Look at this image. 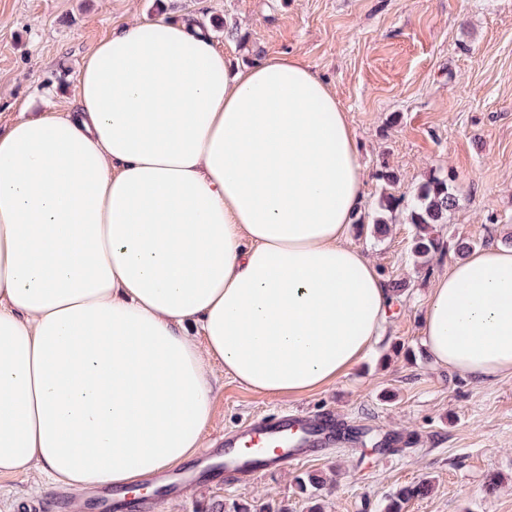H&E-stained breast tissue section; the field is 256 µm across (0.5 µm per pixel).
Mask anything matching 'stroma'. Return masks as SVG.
Instances as JSON below:
<instances>
[{"label": "stroma", "mask_w": 512, "mask_h": 512, "mask_svg": "<svg viewBox=\"0 0 512 512\" xmlns=\"http://www.w3.org/2000/svg\"><path fill=\"white\" fill-rule=\"evenodd\" d=\"M177 17L204 22L228 61L287 54L332 87L358 141L366 193L350 243L388 285L403 284L384 335L335 383L297 398L252 392L209 362V448L229 431L288 409L333 413L344 437L310 458L229 484L190 486L147 512H201L215 500L266 499L307 512L295 476L326 478L324 512H384L402 487L428 483L404 512H512V379L474 384L432 365L419 319L433 278L457 261L458 242L512 243V0H177ZM158 0H0V131L23 108L76 106L85 56L118 26L158 15ZM416 204L428 176L449 177L458 200L428 258L411 251L405 212L375 233L379 170ZM401 434L417 445L388 454L371 445ZM98 491L50 486L33 469L0 479V512H65Z\"/></svg>", "instance_id": "stroma-1"}]
</instances>
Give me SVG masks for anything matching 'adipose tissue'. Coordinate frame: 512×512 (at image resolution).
<instances>
[{
  "label": "adipose tissue",
  "instance_id": "1",
  "mask_svg": "<svg viewBox=\"0 0 512 512\" xmlns=\"http://www.w3.org/2000/svg\"><path fill=\"white\" fill-rule=\"evenodd\" d=\"M76 101L0 134V476L126 492L195 454L205 358L306 394L368 355L395 293L348 241L356 136L300 59L234 69L161 16L96 44ZM420 326L435 366L512 378V247L439 275Z\"/></svg>",
  "mask_w": 512,
  "mask_h": 512
}]
</instances>
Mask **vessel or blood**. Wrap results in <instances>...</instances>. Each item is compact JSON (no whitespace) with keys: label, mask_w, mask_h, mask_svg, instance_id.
Listing matches in <instances>:
<instances>
[{"label":"vessel or blood","mask_w":512,"mask_h":512,"mask_svg":"<svg viewBox=\"0 0 512 512\" xmlns=\"http://www.w3.org/2000/svg\"><path fill=\"white\" fill-rule=\"evenodd\" d=\"M334 429L330 416L288 410L254 421L224 439V478L233 481L303 460L331 441Z\"/></svg>","instance_id":"obj_1"}]
</instances>
